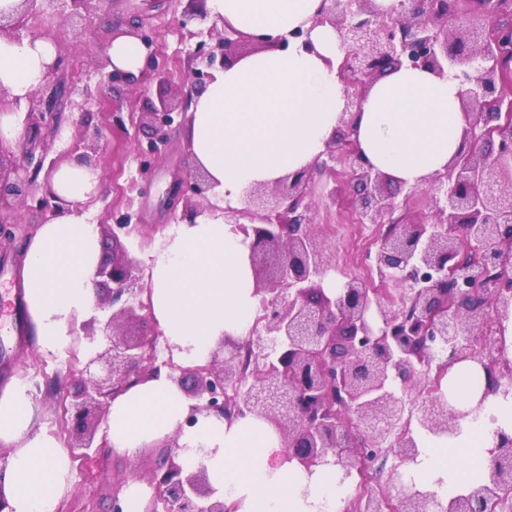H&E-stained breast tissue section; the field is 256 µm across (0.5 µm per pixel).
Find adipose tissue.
Wrapping results in <instances>:
<instances>
[{
	"label": "adipose tissue",
	"instance_id": "1",
	"mask_svg": "<svg viewBox=\"0 0 512 512\" xmlns=\"http://www.w3.org/2000/svg\"><path fill=\"white\" fill-rule=\"evenodd\" d=\"M219 22L255 36L310 32L311 49L249 54L217 72L191 105L193 157L215 184L222 204L239 207L257 186L309 168L325 153L344 110L338 78L343 52L335 28L316 23L321 0H206ZM55 59L51 41L16 42L0 36V88L27 97ZM463 87L453 73L404 66L374 81L357 118L358 146L377 170L411 186L444 171L462 144ZM98 173L77 164L57 170L48 189L74 210L40 225L26 243V300L42 352L72 346L73 324L93 314L99 228L78 211L97 195ZM145 297L160 341L187 368L206 364L222 342L249 335L259 305L248 242L236 225L204 216L179 226L146 271ZM169 373L132 385L109 404L107 439L134 454L176 438L185 470L205 468L230 512H336V470L306 473L290 462L278 435L261 419L231 421L199 413ZM34 396L25 381L0 392V469L6 512H55L69 488L71 461L57 436L36 427ZM411 467L441 498L483 473L492 436L463 431L454 440L420 439Z\"/></svg>",
	"mask_w": 512,
	"mask_h": 512
}]
</instances>
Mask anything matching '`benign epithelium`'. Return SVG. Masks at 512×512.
<instances>
[{
    "label": "benign epithelium",
    "mask_w": 512,
    "mask_h": 512,
    "mask_svg": "<svg viewBox=\"0 0 512 512\" xmlns=\"http://www.w3.org/2000/svg\"><path fill=\"white\" fill-rule=\"evenodd\" d=\"M37 0H22L20 15L0 22V33L15 36ZM500 0H398L381 15L372 0H322L315 23H331L344 50L340 77L345 111L359 112L368 83L390 69L408 65L439 75L454 71L462 85L463 112L468 116L463 142L445 171L427 184L437 208L427 224H406L394 217L395 204L383 192L386 176L361 155L354 121L337 129L318 173L336 174L329 165H348L347 178L356 193L355 214L361 224H392L371 257L372 266L406 292L403 307L393 311L374 289L356 280L325 292L324 249L314 231L305 169L276 183L272 198L254 195L235 211V223L250 239V261L261 316L245 340L258 351L245 373L237 346H219L207 364L189 369L177 382L195 401L187 423L202 411L229 421L252 415L277 431L288 459L307 472L332 465L343 477L363 472L366 449H382L401 463L418 453L410 429L432 435L456 432L468 411L448 407L431 397L416 402L394 386L429 381L436 351L446 359L438 374L461 362L479 364L487 375L483 396L512 390V364L498 357L500 323L512 309V277L502 262L512 256V28L496 21ZM210 35L196 57L204 68L193 73L199 94L214 79L209 69H224L242 54L240 43L253 49L285 50V38L264 39L231 26ZM172 103L151 105L157 152L173 123ZM206 197L213 183L203 171L182 187ZM26 182H8L0 174V239L14 236L17 213L10 200L25 198ZM274 257L272 267L266 259ZM142 271L123 256L100 261L94 285L101 304L113 307L104 329L110 346L82 362L81 378L70 401L63 403L69 438L77 447H92L98 427L114 396L125 386L158 373L155 338L129 340L117 332L124 321L146 320ZM165 448L149 481L167 512H228L214 497L205 470L186 472ZM512 494V439L497 438L488 483L448 502L446 512H484L483 505ZM363 512H438L441 501L416 486L395 493L365 484Z\"/></svg>",
    "instance_id": "benign-epithelium-1"
}]
</instances>
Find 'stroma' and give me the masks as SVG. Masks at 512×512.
<instances>
[{"label": "stroma", "instance_id": "stroma-1", "mask_svg": "<svg viewBox=\"0 0 512 512\" xmlns=\"http://www.w3.org/2000/svg\"><path fill=\"white\" fill-rule=\"evenodd\" d=\"M212 25V18L196 15L193 0H104L89 11L58 4L50 7L37 0L19 35L25 41L34 33L51 39L62 63L40 85L34 99L16 104L15 109L24 114L38 109L58 86L65 94L56 104L54 127L28 128L15 144L0 146V170L25 178L28 184L27 201L18 207L20 226L11 243L0 246V284L20 275L26 241L48 220L41 200L48 195L50 175L74 162L81 151L96 160L102 176L101 191L82 203V210L90 212L95 224L109 228L131 217L140 231L120 235L116 248L139 268L148 267L154 252L182 222V212L166 206L169 191L175 179L190 176L195 168L188 156L185 126L172 127L160 156L145 151L152 135L145 113L162 97L177 111L190 110V77L199 66L195 50L207 40ZM130 30L147 36L145 53L167 71V82L142 75L131 81L110 78L102 63L111 40ZM310 188L312 218L328 271L341 275L359 260L344 236L355 194L341 176L314 178ZM385 190L407 222L431 221L435 207L429 194L392 183ZM80 369L74 348L40 353L34 326H27L24 338H17L13 312L8 304L0 303V390L15 379L52 384L47 392L35 393L34 403L38 424L54 431L72 462L70 489L56 512H109L117 486L147 481L156 453L126 455L109 447H71L61 426V399L78 380Z\"/></svg>", "mask_w": 512, "mask_h": 512}]
</instances>
